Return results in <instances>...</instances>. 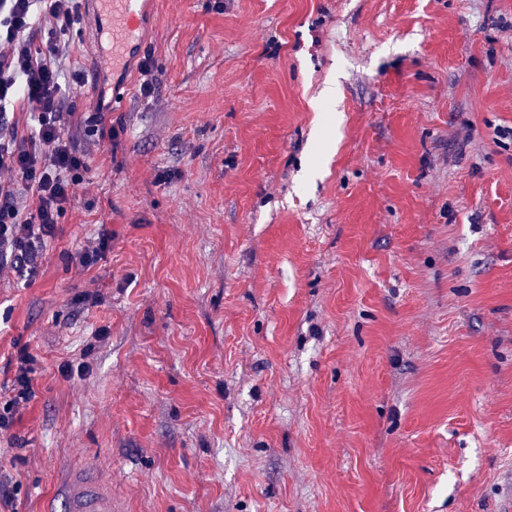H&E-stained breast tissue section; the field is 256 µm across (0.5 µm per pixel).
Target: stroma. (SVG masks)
I'll return each instance as SVG.
<instances>
[{
    "label": "stroma",
    "mask_w": 512,
    "mask_h": 512,
    "mask_svg": "<svg viewBox=\"0 0 512 512\" xmlns=\"http://www.w3.org/2000/svg\"><path fill=\"white\" fill-rule=\"evenodd\" d=\"M79 6L124 130L0 270V512H512V0H150L148 99ZM29 370L30 369L22 365L19 367V373L13 382L12 391L9 395L2 393L1 389L0 407L3 404V412H5V410L10 411L16 408L20 402H27L35 397L36 383L35 380L29 376ZM65 496L70 512H112V492L92 483L87 475L69 478Z\"/></svg>",
    "instance_id": "1"
}]
</instances>
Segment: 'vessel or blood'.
<instances>
[{
  "instance_id": "b4317fda",
  "label": "vessel or blood",
  "mask_w": 512,
  "mask_h": 512,
  "mask_svg": "<svg viewBox=\"0 0 512 512\" xmlns=\"http://www.w3.org/2000/svg\"><path fill=\"white\" fill-rule=\"evenodd\" d=\"M146 0H101V24L112 44V58L124 62L139 48L142 39ZM65 496L69 512H112V493L89 477L68 479Z\"/></svg>"
}]
</instances>
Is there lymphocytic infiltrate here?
Here are the masks:
<instances>
[{"instance_id": "f902f5d3", "label": "lymphocytic infiltrate", "mask_w": 512, "mask_h": 512, "mask_svg": "<svg viewBox=\"0 0 512 512\" xmlns=\"http://www.w3.org/2000/svg\"><path fill=\"white\" fill-rule=\"evenodd\" d=\"M76 19L75 0H0V267L27 278L89 169L79 136L113 141L121 132L103 112L65 108L58 61ZM38 22L45 34L37 44L26 34ZM18 104L30 117L23 131L8 116Z\"/></svg>"}]
</instances>
